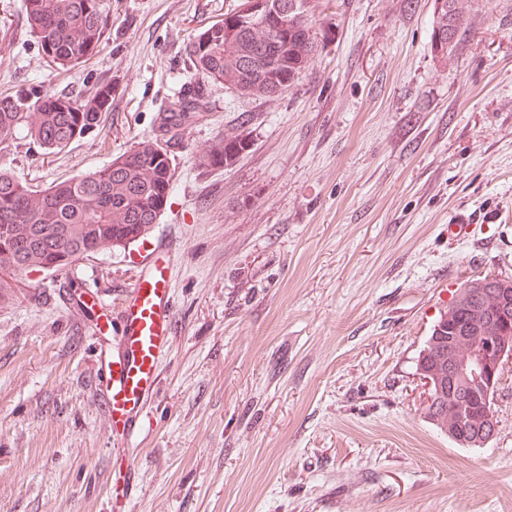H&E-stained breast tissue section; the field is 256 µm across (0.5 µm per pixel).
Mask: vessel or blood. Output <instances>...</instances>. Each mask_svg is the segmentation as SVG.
Wrapping results in <instances>:
<instances>
[{
  "label": "vessel or blood",
  "mask_w": 512,
  "mask_h": 512,
  "mask_svg": "<svg viewBox=\"0 0 512 512\" xmlns=\"http://www.w3.org/2000/svg\"><path fill=\"white\" fill-rule=\"evenodd\" d=\"M142 270L127 290L118 313V351L101 365L99 388L104 421L117 440L130 441L143 411L159 385V363L169 348L174 327V300L169 290L174 260L159 241L143 248ZM138 472L134 464L115 471L110 484L109 512H128Z\"/></svg>",
  "instance_id": "obj_1"
}]
</instances>
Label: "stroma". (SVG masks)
I'll use <instances>...</instances> for the list:
<instances>
[{
  "label": "stroma",
  "instance_id": "obj_1",
  "mask_svg": "<svg viewBox=\"0 0 512 512\" xmlns=\"http://www.w3.org/2000/svg\"><path fill=\"white\" fill-rule=\"evenodd\" d=\"M237 0H106L99 52L50 64L23 0H0V93L111 83L99 127L0 167L43 190L143 139L194 85L185 47ZM316 47L275 95L204 88L167 143L175 326L131 440L132 512H512V361L482 448L426 415L416 362L467 281L512 278V0H465L431 48L435 0H312ZM246 143L223 169L198 156ZM467 234L453 238L452 224ZM141 270L136 245L0 294V512H107L111 440L97 309Z\"/></svg>",
  "mask_w": 512,
  "mask_h": 512
}]
</instances>
